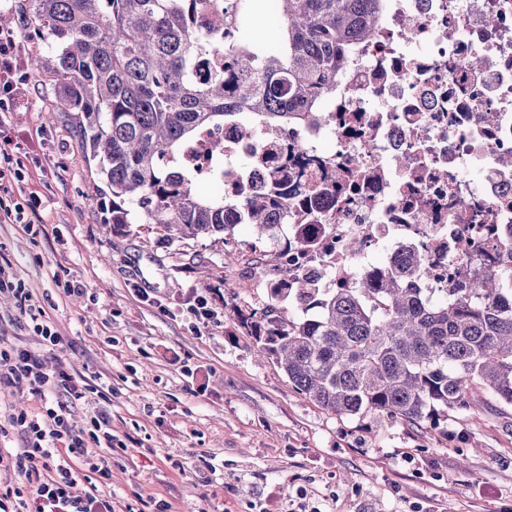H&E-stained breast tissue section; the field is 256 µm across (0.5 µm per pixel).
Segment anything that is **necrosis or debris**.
Listing matches in <instances>:
<instances>
[{
  "label": "necrosis or debris",
  "instance_id": "necrosis-or-debris-1",
  "mask_svg": "<svg viewBox=\"0 0 512 512\" xmlns=\"http://www.w3.org/2000/svg\"><path fill=\"white\" fill-rule=\"evenodd\" d=\"M320 106L296 132L203 130L184 155L242 201L281 168L296 196L288 236L310 224L319 245L280 270L359 288L412 252L430 272L409 269L403 285L434 303L491 274L512 280V0H384ZM335 183L349 192L310 213L306 192Z\"/></svg>",
  "mask_w": 512,
  "mask_h": 512
}]
</instances>
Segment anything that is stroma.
Masks as SVG:
<instances>
[{
  "label": "stroma",
  "instance_id": "1",
  "mask_svg": "<svg viewBox=\"0 0 512 512\" xmlns=\"http://www.w3.org/2000/svg\"><path fill=\"white\" fill-rule=\"evenodd\" d=\"M43 27L31 0H0L27 76L0 112V150L25 174L4 201L37 202L23 225L0 212V252L91 385L69 407L75 428L112 422L111 475L75 493L97 486L116 512H512L511 407L449 414L444 434L322 410L240 321L266 305L279 246L248 224L230 240L106 224L111 199ZM68 278L83 294L65 293ZM201 296L211 316L195 315Z\"/></svg>",
  "mask_w": 512,
  "mask_h": 512
}]
</instances>
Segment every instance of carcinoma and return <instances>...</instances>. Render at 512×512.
<instances>
[{
	"mask_svg": "<svg viewBox=\"0 0 512 512\" xmlns=\"http://www.w3.org/2000/svg\"><path fill=\"white\" fill-rule=\"evenodd\" d=\"M34 4L59 41L66 102L83 114V149L101 162L112 228L130 223L131 204L140 223L182 239L232 237L240 224L279 238L288 223L280 171L239 207L199 195L197 177L168 162L202 130L229 121L244 137L261 126L313 124L351 42L375 31L382 9V0H277L281 44L271 50L196 28L203 0ZM217 52L224 68L197 79L198 63ZM235 206L239 219L229 222L224 211ZM269 297L261 312L240 315L242 323L298 391L337 416L376 413L438 427L450 410L481 415V402L470 398L477 388L512 407V288L495 276L441 304L402 287L397 269L371 288H309L283 276ZM284 301L301 315L285 316Z\"/></svg>",
	"mask_w": 512,
	"mask_h": 512,
	"instance_id": "obj_1",
	"label": "carcinoma"
}]
</instances>
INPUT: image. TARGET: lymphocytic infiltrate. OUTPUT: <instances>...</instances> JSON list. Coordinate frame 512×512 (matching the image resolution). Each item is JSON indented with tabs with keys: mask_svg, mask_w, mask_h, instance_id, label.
Returning <instances> with one entry per match:
<instances>
[{
	"mask_svg": "<svg viewBox=\"0 0 512 512\" xmlns=\"http://www.w3.org/2000/svg\"><path fill=\"white\" fill-rule=\"evenodd\" d=\"M9 268V262L0 257V294L16 299L26 326L40 338V348H0V384L27 383L39 396L41 409L12 419L24 446L11 460L32 489L26 497L16 489L1 491L0 512H113L111 499L96 491L81 496L72 492L80 472L109 474V461L99 451L112 445L111 420L101 412L92 417L88 429L74 430L65 404L82 399L84 384L69 374L64 361L47 367L44 356L59 351L61 339L43 307L32 303Z\"/></svg>",
	"mask_w": 512,
	"mask_h": 512,
	"instance_id": "f902f5d3",
	"label": "lymphocytic infiltrate"
}]
</instances>
